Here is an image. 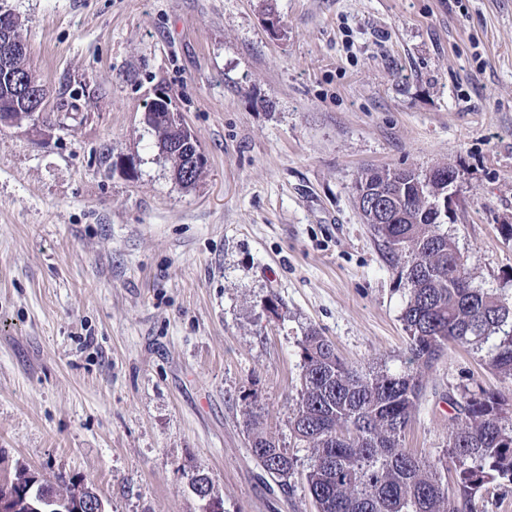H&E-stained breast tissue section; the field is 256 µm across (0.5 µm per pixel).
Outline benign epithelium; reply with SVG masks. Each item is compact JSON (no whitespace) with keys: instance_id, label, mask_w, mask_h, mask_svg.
<instances>
[{"instance_id":"obj_1","label":"benign epithelium","mask_w":512,"mask_h":512,"mask_svg":"<svg viewBox=\"0 0 512 512\" xmlns=\"http://www.w3.org/2000/svg\"><path fill=\"white\" fill-rule=\"evenodd\" d=\"M19 18L11 12L0 13V83L12 88L16 105L0 113V129L18 127L25 121H37L44 109L46 94L43 87L22 76L13 62L28 53L26 43L19 35ZM456 175H448V194L437 203H432L433 217L453 215V186ZM387 193L384 185L367 179L357 194V206L364 222L369 224L384 223L383 213L387 207Z\"/></svg>"}]
</instances>
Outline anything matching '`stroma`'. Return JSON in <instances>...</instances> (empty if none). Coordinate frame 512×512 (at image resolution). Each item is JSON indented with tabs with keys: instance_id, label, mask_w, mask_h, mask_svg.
<instances>
[{
	"instance_id": "stroma-1",
	"label": "stroma",
	"mask_w": 512,
	"mask_h": 512,
	"mask_svg": "<svg viewBox=\"0 0 512 512\" xmlns=\"http://www.w3.org/2000/svg\"><path fill=\"white\" fill-rule=\"evenodd\" d=\"M45 86L0 130V482L23 466L107 512H315L289 418L300 344L408 371L396 260L367 168L457 173L446 228L474 287L512 298V0H0ZM276 17L279 35L268 32ZM166 94L206 164L191 186L144 122ZM449 346L404 446H448L449 395L502 382ZM296 462L287 485L254 430ZM251 456L280 485H287L295 470V461L278 442L263 432H253L249 441Z\"/></svg>"
}]
</instances>
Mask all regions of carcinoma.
I'll use <instances>...</instances> for the list:
<instances>
[{"label":"carcinoma","instance_id":"1","mask_svg":"<svg viewBox=\"0 0 512 512\" xmlns=\"http://www.w3.org/2000/svg\"><path fill=\"white\" fill-rule=\"evenodd\" d=\"M167 95L146 113L162 153L173 162L176 180L193 184L204 157L177 149L183 131L167 120ZM400 172L387 184L388 223L370 230L385 249L403 260L400 281L409 288L402 319L413 362L431 367L448 345L494 344L489 365L512 384V301L481 288H469V256L443 225L436 224L419 198L417 183L427 175L410 169L373 168L378 180ZM304 374L289 426L312 448L305 475L316 512H475V498L498 479L512 481V399L482 387L448 396V450L438 459L417 457L403 445L411 415L424 391L422 372L361 374L315 330L301 344ZM251 456L282 486L295 461L263 432L249 441ZM9 512H85L81 482L55 483L27 468L15 471Z\"/></svg>","mask_w":512,"mask_h":512}]
</instances>
